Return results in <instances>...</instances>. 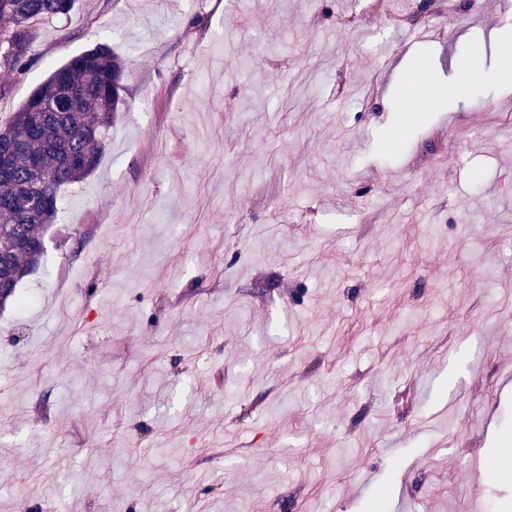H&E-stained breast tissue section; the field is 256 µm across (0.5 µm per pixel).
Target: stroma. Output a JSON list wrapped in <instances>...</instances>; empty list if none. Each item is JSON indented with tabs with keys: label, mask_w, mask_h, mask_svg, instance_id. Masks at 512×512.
Listing matches in <instances>:
<instances>
[{
	"label": "stroma",
	"mask_w": 512,
	"mask_h": 512,
	"mask_svg": "<svg viewBox=\"0 0 512 512\" xmlns=\"http://www.w3.org/2000/svg\"><path fill=\"white\" fill-rule=\"evenodd\" d=\"M422 2L77 0L0 70L105 41L130 103L0 311V512H512V85L381 106L512 0Z\"/></svg>",
	"instance_id": "stroma-1"
}]
</instances>
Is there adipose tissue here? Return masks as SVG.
Returning a JSON list of instances; mask_svg holds the SVG:
<instances>
[{"label": "adipose tissue", "instance_id": "ef3b65f1", "mask_svg": "<svg viewBox=\"0 0 512 512\" xmlns=\"http://www.w3.org/2000/svg\"><path fill=\"white\" fill-rule=\"evenodd\" d=\"M503 49L492 70H485L483 64L470 52H463L462 66L470 75L469 80H451L445 84H435L427 64L419 62L408 72L406 86L416 90L421 111L432 109L440 99L463 102L475 90L502 83L512 84V27H503L500 32Z\"/></svg>", "mask_w": 512, "mask_h": 512}]
</instances>
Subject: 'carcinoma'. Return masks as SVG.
Segmentation results:
<instances>
[{"label": "carcinoma", "mask_w": 512, "mask_h": 512, "mask_svg": "<svg viewBox=\"0 0 512 512\" xmlns=\"http://www.w3.org/2000/svg\"><path fill=\"white\" fill-rule=\"evenodd\" d=\"M76 0H0V69L20 76L39 61L37 23L67 16ZM125 62L101 42L52 70L0 123V309L22 304L19 283L44 257L62 190L91 175L112 138Z\"/></svg>", "instance_id": "cac0c4a2"}]
</instances>
